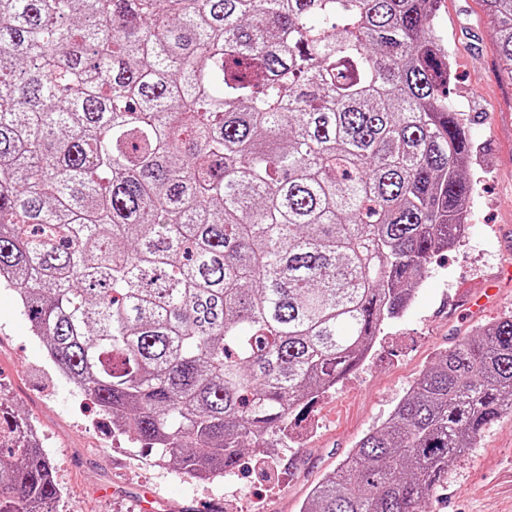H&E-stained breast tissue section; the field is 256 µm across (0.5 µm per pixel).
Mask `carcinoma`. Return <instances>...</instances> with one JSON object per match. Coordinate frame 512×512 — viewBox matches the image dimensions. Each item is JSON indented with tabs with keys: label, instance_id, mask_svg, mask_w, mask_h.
<instances>
[{
	"label": "carcinoma",
	"instance_id": "1",
	"mask_svg": "<svg viewBox=\"0 0 512 512\" xmlns=\"http://www.w3.org/2000/svg\"><path fill=\"white\" fill-rule=\"evenodd\" d=\"M512 81V0H483ZM437 0H0V283L191 477L357 369L476 180ZM512 415V315L440 353L300 512H426ZM60 489L0 403V512Z\"/></svg>",
	"mask_w": 512,
	"mask_h": 512
}]
</instances>
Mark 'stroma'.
<instances>
[{
    "label": "stroma",
    "instance_id": "35a3bbf8",
    "mask_svg": "<svg viewBox=\"0 0 512 512\" xmlns=\"http://www.w3.org/2000/svg\"><path fill=\"white\" fill-rule=\"evenodd\" d=\"M434 25L474 144L467 240L428 261L411 306L383 326L368 358L316 399L289 436L246 450L245 470L192 478L114 431L49 360L15 292L0 286V401L35 427L48 453L61 490L53 512H141L145 500L152 512H203L213 503L219 512H299L309 489L387 420L439 353L512 312V271L501 268L512 258V82L501 75L483 0H439ZM490 282L497 295L470 316L459 295ZM427 510L512 512V415L487 426L449 463Z\"/></svg>",
    "mask_w": 512,
    "mask_h": 512
}]
</instances>
